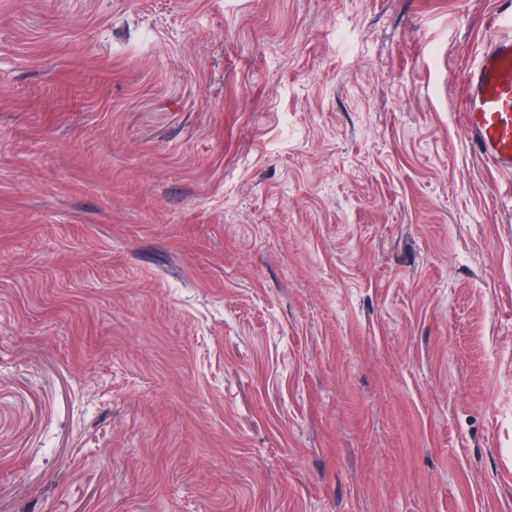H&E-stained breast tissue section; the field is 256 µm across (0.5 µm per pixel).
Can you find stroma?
Returning <instances> with one entry per match:
<instances>
[{"mask_svg":"<svg viewBox=\"0 0 512 512\" xmlns=\"http://www.w3.org/2000/svg\"><path fill=\"white\" fill-rule=\"evenodd\" d=\"M497 0H0V512H512ZM512 2L500 0L489 22L494 33L464 78L463 111L469 143L494 170L512 174Z\"/></svg>","mask_w":512,"mask_h":512,"instance_id":"35a3bbf8","label":"stroma"}]
</instances>
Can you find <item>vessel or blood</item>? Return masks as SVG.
Here are the masks:
<instances>
[{"label": "vessel or blood", "instance_id": "vessel-or-blood-1", "mask_svg": "<svg viewBox=\"0 0 512 512\" xmlns=\"http://www.w3.org/2000/svg\"><path fill=\"white\" fill-rule=\"evenodd\" d=\"M478 60L464 78L469 143L494 170L512 174V0H499Z\"/></svg>", "mask_w": 512, "mask_h": 512}]
</instances>
